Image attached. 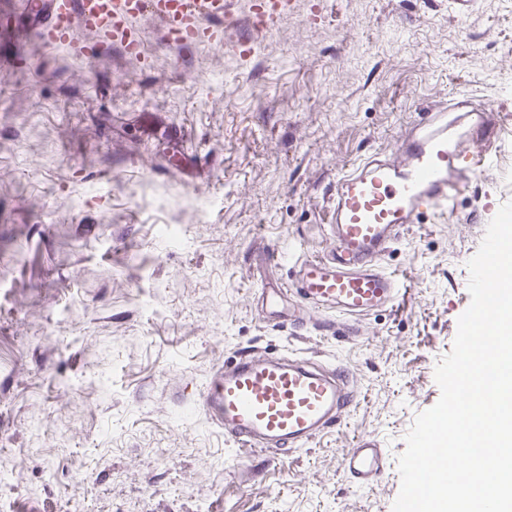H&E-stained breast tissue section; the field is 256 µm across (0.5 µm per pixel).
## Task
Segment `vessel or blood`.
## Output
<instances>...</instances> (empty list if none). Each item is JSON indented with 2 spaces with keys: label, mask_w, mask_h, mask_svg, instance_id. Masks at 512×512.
<instances>
[{
  "label": "vessel or blood",
  "mask_w": 512,
  "mask_h": 512,
  "mask_svg": "<svg viewBox=\"0 0 512 512\" xmlns=\"http://www.w3.org/2000/svg\"><path fill=\"white\" fill-rule=\"evenodd\" d=\"M289 0H262L239 15L235 0H23L22 16L49 9V24L34 34L48 47L66 48L89 66L121 48L139 52L136 24L152 16L174 47L201 40L251 52L257 37L273 31ZM95 31V40L82 30ZM500 134L494 110L473 112L468 100L423 116L405 131L402 160L373 156L342 172L327 211L329 249L298 260L294 283L271 276L261 280L260 312L275 326H307L316 312L320 326L358 335L360 320L390 303L399 290L396 276L380 261L405 225L447 215L474 173L490 174L491 157L479 152ZM357 392L348 370L324 367L290 355L258 359L241 353L224 362L200 394L210 421L242 450L262 448L277 458L284 448L299 447L340 425ZM385 451L372 441L343 453V472L356 485L382 472Z\"/></svg>",
  "instance_id": "obj_1"
}]
</instances>
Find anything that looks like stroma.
I'll return each mask as SVG.
<instances>
[{"label": "stroma", "mask_w": 512, "mask_h": 512, "mask_svg": "<svg viewBox=\"0 0 512 512\" xmlns=\"http://www.w3.org/2000/svg\"><path fill=\"white\" fill-rule=\"evenodd\" d=\"M19 2L0 0V59L33 61L0 80V512H392L467 263L512 200V0H293L250 56L201 41L128 73L43 47ZM460 95L500 114L496 171L405 228L394 300L353 340L265 323L257 246L291 281L329 247L337 174ZM244 350L343 364L357 403L276 462L238 452L199 395ZM365 439L387 467L357 487L342 453Z\"/></svg>", "instance_id": "1"}]
</instances>
